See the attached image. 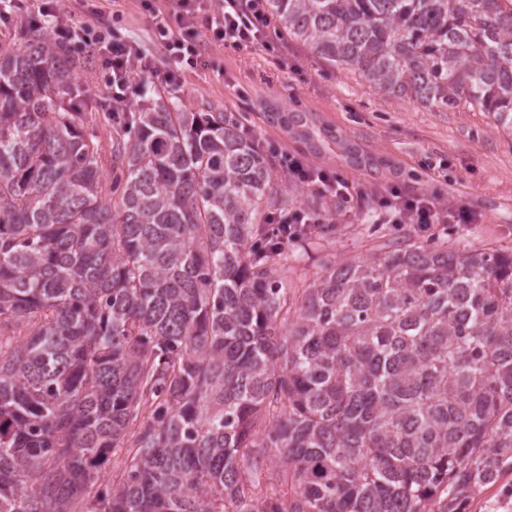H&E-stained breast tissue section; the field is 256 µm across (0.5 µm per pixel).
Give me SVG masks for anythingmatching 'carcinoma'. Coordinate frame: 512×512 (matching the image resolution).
Segmentation results:
<instances>
[{
	"instance_id": "obj_1",
	"label": "carcinoma",
	"mask_w": 512,
	"mask_h": 512,
	"mask_svg": "<svg viewBox=\"0 0 512 512\" xmlns=\"http://www.w3.org/2000/svg\"><path fill=\"white\" fill-rule=\"evenodd\" d=\"M267 6L380 91L512 137V0ZM76 64L45 29L0 44V512H465L512 472V252L390 239L326 264L284 327L261 218L288 199L245 117L163 86L112 113L109 202ZM270 119L316 147L306 113Z\"/></svg>"
}]
</instances>
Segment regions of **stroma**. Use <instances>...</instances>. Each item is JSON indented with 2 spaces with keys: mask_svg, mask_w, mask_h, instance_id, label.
<instances>
[{
  "mask_svg": "<svg viewBox=\"0 0 512 512\" xmlns=\"http://www.w3.org/2000/svg\"><path fill=\"white\" fill-rule=\"evenodd\" d=\"M170 0H106L111 28L124 39L136 41L152 56L157 76L133 82V104L151 97L164 85L168 66L165 49L155 40L147 10L168 13ZM269 48L234 50L209 47L206 66L181 74L176 92L190 111L239 113L265 147L275 154H294L315 166L344 176L356 187H413L439 197H453L480 211V224L389 226L381 233L365 218L370 201L354 208L332 198H320L278 174L274 188L290 207H315L332 231L303 248L288 250L282 282L293 302L322 273L325 263L339 259L363 260L384 252L386 235L416 239L444 238L449 248L512 251V139L498 132L490 119L469 109L427 107L379 91L359 73L320 59L309 46L269 33ZM82 92L78 106L83 128L98 145L101 186L112 194V141L116 131L107 106V88L99 58L82 55L76 70ZM299 107L312 115L311 126L337 130L350 143L387 164L379 178L361 167L346 164L335 145H321L309 153L302 141L289 135L268 117L272 108Z\"/></svg>",
  "mask_w": 512,
  "mask_h": 512,
  "instance_id": "1",
  "label": "stroma"
}]
</instances>
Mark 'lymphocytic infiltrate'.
<instances>
[{
	"mask_svg": "<svg viewBox=\"0 0 512 512\" xmlns=\"http://www.w3.org/2000/svg\"><path fill=\"white\" fill-rule=\"evenodd\" d=\"M267 0H223L206 10L201 0H174L172 15L150 14L148 23L170 57L165 79L177 85L180 71L196 66L206 45L264 47L268 44L271 17ZM33 26L47 29L55 38L77 42L81 49L97 55L107 71L108 97L112 111L130 108L128 89L132 79L154 76L153 60L133 41L113 37L111 29L96 30L80 24L75 13L46 6L30 14ZM288 179L296 186L329 198L351 201L369 196L373 215L381 224H479L480 212L456 199L442 200L402 188L356 190L342 175L314 166L295 155L284 161Z\"/></svg>",
	"mask_w": 512,
	"mask_h": 512,
	"instance_id": "obj_1",
	"label": "lymphocytic infiltrate"
}]
</instances>
